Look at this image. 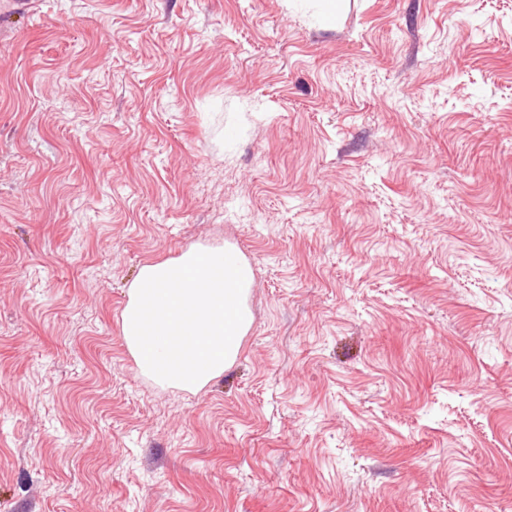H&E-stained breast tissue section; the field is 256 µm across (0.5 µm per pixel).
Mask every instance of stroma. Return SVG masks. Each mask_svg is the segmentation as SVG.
Segmentation results:
<instances>
[{"label":"stroma","instance_id":"stroma-1","mask_svg":"<svg viewBox=\"0 0 512 512\" xmlns=\"http://www.w3.org/2000/svg\"><path fill=\"white\" fill-rule=\"evenodd\" d=\"M0 11V512H512V0ZM236 246L234 364L121 333Z\"/></svg>","mask_w":512,"mask_h":512}]
</instances>
